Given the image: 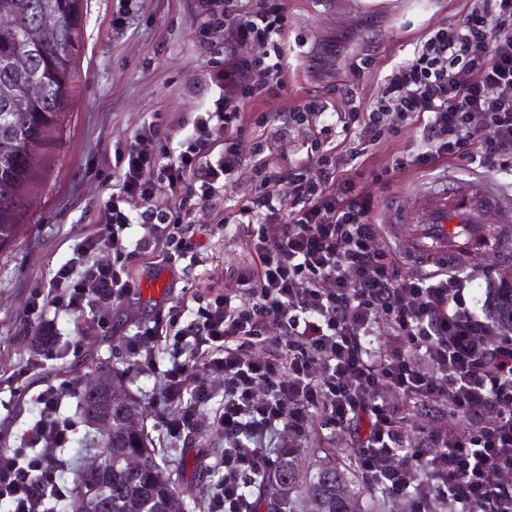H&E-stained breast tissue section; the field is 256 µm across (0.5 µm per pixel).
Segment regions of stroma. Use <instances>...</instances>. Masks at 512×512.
<instances>
[{
	"label": "stroma",
	"mask_w": 512,
	"mask_h": 512,
	"mask_svg": "<svg viewBox=\"0 0 512 512\" xmlns=\"http://www.w3.org/2000/svg\"><path fill=\"white\" fill-rule=\"evenodd\" d=\"M468 0H288V88L284 97L257 104L269 113L270 130L287 129L275 147L288 159L302 155V129L289 126L288 112L310 99L344 108L349 96L371 102L380 96L391 66L408 58L431 28L463 18ZM194 0H84L83 38L77 65L80 77L65 119L61 145L52 159L33 205V216L15 241L0 249V377L33 358L44 370L34 391L71 379L90 381L89 365L111 368L142 406L144 431L170 481L184 493L186 512H196L201 497L221 477L212 463L224 447V434L212 429L192 442L169 436L154 399L162 383L157 371L144 374L128 350L136 319L156 306L143 288L153 279L142 272L138 286L112 308V333L84 337L71 350L70 318L56 322L52 343L41 341L36 322L24 321L28 294L73 245L91 231V219L107 197L112 170L105 160L113 145L131 135L155 113L190 126L210 92L197 82L210 57L196 42ZM412 132L366 144L357 162V187L374 194L376 214L387 220L394 198H409L419 187L445 177L482 180L512 201V172L488 173L478 165L451 161L433 173L409 170L381 189L371 170L388 165L409 144ZM244 241L213 229L195 262L182 264L179 287L207 289L223 282L224 269L239 262ZM36 409L23 390L0 384V421L9 420L11 446ZM304 473H314L317 458L336 465L358 497L361 512H400L355 465L348 434L319 429L300 445Z\"/></svg>",
	"instance_id": "35a3bbf8"
}]
</instances>
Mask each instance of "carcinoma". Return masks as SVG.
Masks as SVG:
<instances>
[{"instance_id": "cac0c4a2", "label": "carcinoma", "mask_w": 512, "mask_h": 512, "mask_svg": "<svg viewBox=\"0 0 512 512\" xmlns=\"http://www.w3.org/2000/svg\"><path fill=\"white\" fill-rule=\"evenodd\" d=\"M82 16V0H0V248L16 239L59 147L77 77ZM32 82L40 87L36 95L26 89ZM490 308L512 334V283L494 289ZM140 411V403L100 367L80 396L79 414L92 425L112 420L105 440L88 441L94 453L112 455V469L71 470L75 512H185L182 492L147 448L143 426L131 423ZM301 481L291 451L262 482L256 508L293 512L290 493ZM88 486L104 494L84 492ZM308 494L318 512H356L344 474L329 463L309 479Z\"/></svg>"}]
</instances>
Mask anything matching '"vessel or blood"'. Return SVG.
I'll return each mask as SVG.
<instances>
[{
	"instance_id": "obj_1",
	"label": "vessel or blood",
	"mask_w": 512,
	"mask_h": 512,
	"mask_svg": "<svg viewBox=\"0 0 512 512\" xmlns=\"http://www.w3.org/2000/svg\"><path fill=\"white\" fill-rule=\"evenodd\" d=\"M388 229L416 268L451 269L481 259L512 233V207L482 184L445 180L398 206Z\"/></svg>"
}]
</instances>
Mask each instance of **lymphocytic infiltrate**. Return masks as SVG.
<instances>
[{
  "label": "lymphocytic infiltrate",
  "instance_id": "1",
  "mask_svg": "<svg viewBox=\"0 0 512 512\" xmlns=\"http://www.w3.org/2000/svg\"><path fill=\"white\" fill-rule=\"evenodd\" d=\"M196 12V41L214 53L211 103L183 136L151 120L114 146L94 230L31 289L25 318L51 334L73 317L80 347L109 335L107 314L136 272H176L211 224L242 231L246 254L223 289L181 294L137 321L129 342L142 371L167 356L156 403L171 435L224 433L222 477L198 512H254L253 489L281 449L318 425L349 433L359 470L406 512H512V336L470 305L471 273H424L383 244L374 199L356 189L358 152L336 139L414 127L374 173L383 186L450 159L512 171V0H471L461 22L429 30L375 102L294 106L289 120L308 132L293 162L263 140L242 148L270 122L252 105L287 86L288 0H196ZM252 46L262 56L247 55ZM246 165L258 182L226 209L224 185ZM202 209L211 224L198 222ZM78 392L41 391L19 447L0 449L7 512H52L64 498L59 450L74 426L61 409ZM412 405L432 417L413 439Z\"/></svg>",
  "mask_w": 512,
  "mask_h": 512
}]
</instances>
